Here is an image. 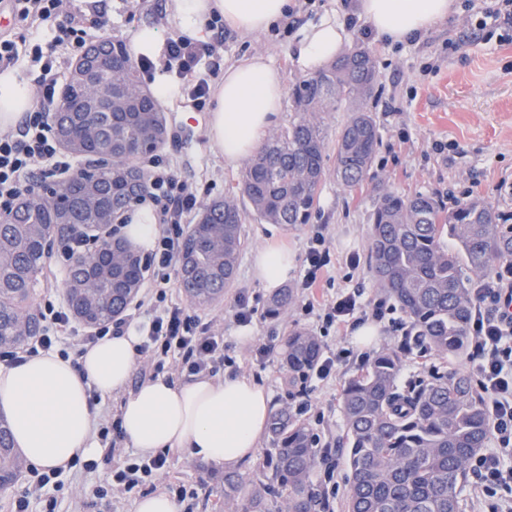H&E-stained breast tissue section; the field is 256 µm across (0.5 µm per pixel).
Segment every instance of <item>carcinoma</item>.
Returning a JSON list of instances; mask_svg holds the SVG:
<instances>
[{"instance_id":"obj_1","label":"carcinoma","mask_w":512,"mask_h":512,"mask_svg":"<svg viewBox=\"0 0 512 512\" xmlns=\"http://www.w3.org/2000/svg\"><path fill=\"white\" fill-rule=\"evenodd\" d=\"M347 61L342 55L295 89L296 117L262 144L236 189L206 206L188 229L177 276L193 305L208 307L233 286L248 217L289 227L306 224L330 175L345 188L364 181L379 143L368 108L377 64L368 50L356 66ZM116 80L142 89V111L112 113L102 127L105 140L85 133L94 116L82 111L83 95L69 84L50 115L64 149L95 166L84 170L83 189L74 192L65 219L33 189L19 198L11 220L0 224V349L19 348L42 331L33 294L50 246L72 239L76 224L103 231L112 213L147 190L142 175L137 191L124 196L112 181V162H101L104 142L147 144L156 128H166L135 65ZM341 106L350 115L336 133L331 173L325 166L326 119ZM447 240L454 249L447 248ZM369 253L378 289L398 304L410 329L402 349L381 351L343 389V445L351 471L344 512H460L470 461L488 440L484 395L468 375L438 369L402 387V354L416 348L446 359L467 349L475 307L470 276L488 277L501 261L512 259V231L503 229L494 208L482 200L446 211L430 195L409 197L382 187L371 215ZM142 279V265L126 257L123 241L104 237L99 251L73 257L63 287L73 316L97 326L122 315ZM292 301L293 292L284 289L272 299L271 314L285 315ZM320 355L313 333L288 332L283 350L288 382L305 377ZM269 434L267 489L288 490L285 512H316L321 496L311 481L317 456L312 427L282 408L271 416ZM23 468L8 420L0 418V490L13 486ZM237 492L234 477L224 476V512H265L262 493L244 501Z\"/></svg>"}]
</instances>
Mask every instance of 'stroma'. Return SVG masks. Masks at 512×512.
Listing matches in <instances>:
<instances>
[{
  "label": "stroma",
  "mask_w": 512,
  "mask_h": 512,
  "mask_svg": "<svg viewBox=\"0 0 512 512\" xmlns=\"http://www.w3.org/2000/svg\"><path fill=\"white\" fill-rule=\"evenodd\" d=\"M351 0H292L296 23L286 29L276 22L265 33L245 38L231 28L209 29L205 40L214 44L222 64L264 53L295 87L303 77L293 69L290 53L308 24L328 11L349 6ZM83 14L101 10L111 20L106 36L130 44L132 34L153 27L163 36L175 34L173 0H73ZM499 26L479 30L467 11L458 9L448 23L422 38L390 45L359 23L351 26V42L375 56L378 89L370 103L379 128L377 153L364 182L352 190L328 179L309 223L294 228L247 219L246 246L239 258L236 281L223 298L201 309L202 317L214 320L223 334L228 354L234 360L232 373L255 377L267 390L273 409L288 408L308 422L321 444L332 446L327 459L317 460L312 481L323 498V512H343L349 488L350 469L336 446L344 434L340 399L348 380L377 353L398 348L406 321L392 299L384 298L372 277L369 260L370 217L377 186L404 194L425 193L447 207L474 198L493 206L498 215L512 217V42L503 40ZM91 31L92 40L105 36ZM172 136L163 149L188 183L204 189L203 203L223 198L237 182L241 165L225 164L219 150L210 145L206 131L208 111L194 109L187 98L162 104ZM323 231L331 262L323 270L316 288L298 287L299 273L306 264L309 238ZM288 248L294 256L295 272L286 285L294 301L284 318L267 313L272 297L255 276L253 257L270 245ZM361 256L358 268H348L350 253ZM342 292H355L362 304L382 303L384 316L377 321L378 333L364 344L357 343V319L344 326L321 330L315 314L305 304L321 305ZM247 295L256 301L258 314L249 326L234 318L236 300ZM308 330L318 335L324 350L338 357L336 372L327 380L305 378L289 386L281 365V352L289 330ZM271 345L266 364L257 363L253 346ZM112 470L99 466L93 471L76 466L62 479L59 512H134L143 490L124 495L120 503L110 499L78 500L73 492L82 486L110 482ZM182 486L191 496L184 505L189 512H224V470L182 454L168 457L163 477L154 482L157 492Z\"/></svg>",
  "instance_id": "obj_1"
}]
</instances>
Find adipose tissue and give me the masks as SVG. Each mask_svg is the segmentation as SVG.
<instances>
[{
	"label": "adipose tissue",
	"instance_id": "adipose-tissue-1",
	"mask_svg": "<svg viewBox=\"0 0 512 512\" xmlns=\"http://www.w3.org/2000/svg\"><path fill=\"white\" fill-rule=\"evenodd\" d=\"M291 0H175L177 30L190 38L205 36L206 25L220 16L243 35H258L288 11ZM454 0H354L351 14L390 44L427 34L448 21ZM350 41L345 19L327 13L307 26L291 56L296 72L326 69ZM286 78L260 55L225 66L214 91L207 136L225 163L249 159L282 109ZM31 87L15 71L0 73V130L14 125L32 105ZM294 260L271 246L254 256L258 280L267 290L282 286ZM141 342L135 331L108 336L78 359L38 355L0 367V412L10 424L13 442L29 464L66 470L79 457L92 456L97 417L93 394L124 393L120 421L124 437L146 454H186L217 466L233 467L255 455L272 412L264 386L246 375L167 376L145 381L127 392Z\"/></svg>",
	"mask_w": 512,
	"mask_h": 512
}]
</instances>
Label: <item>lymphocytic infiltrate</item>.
I'll use <instances>...</instances> for the list:
<instances>
[{"label": "lymphocytic infiltrate", "mask_w": 512, "mask_h": 512, "mask_svg": "<svg viewBox=\"0 0 512 512\" xmlns=\"http://www.w3.org/2000/svg\"><path fill=\"white\" fill-rule=\"evenodd\" d=\"M15 21L43 26L45 36L36 44L19 45L12 29L0 30V71L14 68L21 57L39 64L37 100L23 112L14 132L0 135V208H8L43 178L73 175L77 163L63 151L50 124V107L58 97L57 72L63 62L59 47L81 54L87 46V29L81 14L67 0H8ZM211 44L185 36L168 38L165 70L176 78L181 93L194 107L204 108L210 98V81L219 66ZM148 179L144 195L156 213L154 248L144 255L147 284L129 312L91 330L78 331L69 308L55 286H47L38 304L43 322L39 336L19 349H0V364L12 366L26 358L49 353L62 337L77 336L82 347L95 345L106 336L136 330L142 341L139 352L154 373L179 370L186 375L212 374L223 366L224 338L211 323L173 298L170 284L187 226L200 204L197 188L184 182L169 160L161 155L144 159ZM476 305L470 320L469 372L485 394L492 449L477 455L474 470L485 493L496 489L512 492V264L493 277L475 283ZM166 453L150 458H126L112 472V488L97 487L96 497L110 491L127 493L155 480L167 466ZM61 487L52 474L25 469V486L13 502V512H31L38 503L43 512H56V493Z\"/></svg>", "instance_id": "f902f5d3"}]
</instances>
